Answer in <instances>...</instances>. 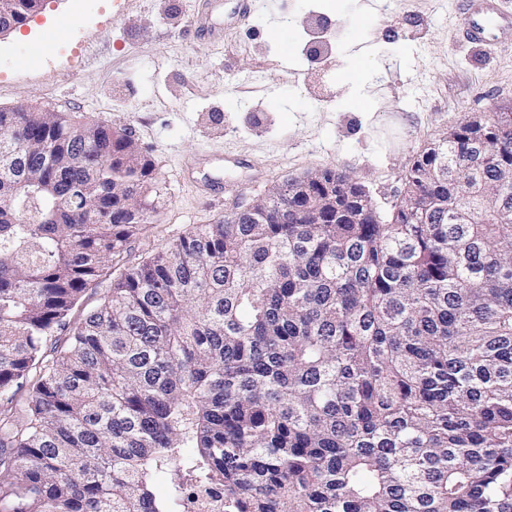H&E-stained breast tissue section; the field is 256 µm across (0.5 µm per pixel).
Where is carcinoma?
I'll return each mask as SVG.
<instances>
[{
  "label": "carcinoma",
  "mask_w": 512,
  "mask_h": 512,
  "mask_svg": "<svg viewBox=\"0 0 512 512\" xmlns=\"http://www.w3.org/2000/svg\"><path fill=\"white\" fill-rule=\"evenodd\" d=\"M472 117L448 130L471 182L427 151L389 220L348 222L326 170L84 311L152 220L153 165L105 125L0 112L26 144L0 177V512H181L211 485L223 512H512V111ZM468 162L466 158L458 155H453L448 158V152L446 157H442L440 162L437 164L436 170L432 169V176H442L445 174V177L448 182V175L459 178L468 172Z\"/></svg>",
  "instance_id": "cac0c4a2"
}]
</instances>
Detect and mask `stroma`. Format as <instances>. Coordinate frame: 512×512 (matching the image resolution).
Segmentation results:
<instances>
[{"label": "stroma", "mask_w": 512, "mask_h": 512, "mask_svg": "<svg viewBox=\"0 0 512 512\" xmlns=\"http://www.w3.org/2000/svg\"><path fill=\"white\" fill-rule=\"evenodd\" d=\"M44 0L0 35V107L130 133L156 212L113 270L168 249L283 180L332 169L390 213L411 159L467 113L512 105V41L455 40L458 0ZM288 67H281V58Z\"/></svg>", "instance_id": "1"}]
</instances>
